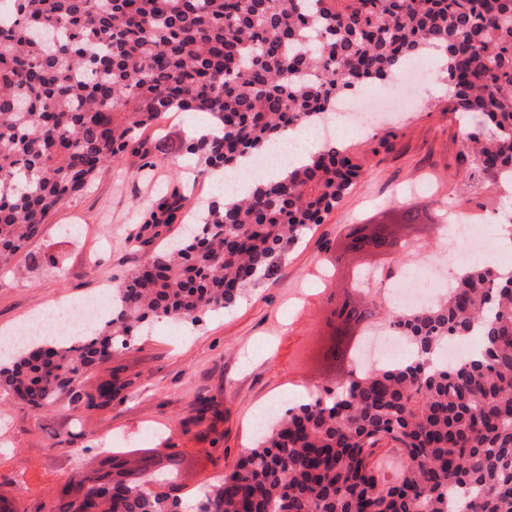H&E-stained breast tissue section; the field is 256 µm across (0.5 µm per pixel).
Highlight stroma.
I'll return each mask as SVG.
<instances>
[{"mask_svg": "<svg viewBox=\"0 0 512 512\" xmlns=\"http://www.w3.org/2000/svg\"><path fill=\"white\" fill-rule=\"evenodd\" d=\"M414 84V98L379 126L387 143L347 132L345 146L363 160L366 174L322 224L288 249L272 280L248 286L234 306L195 324L151 322L148 336L81 377L83 394L122 383L101 405L63 398L33 409L0 396V496L16 512H47L70 475L97 469L109 448L180 453L179 494L185 499L233 466L254 440L261 406L296 400L304 385L323 382L315 349L347 274L340 260L344 238L351 225L379 221L400 206L428 207L425 196L398 197L402 186L432 180L439 195L454 197L457 212L493 235L492 221L512 208V197L491 185H472L463 124L447 82L431 73ZM180 172L169 162L143 168L131 153L103 169L89 190L49 219L11 269L0 270V330L59 302L99 295L159 249L157 239L137 251L121 241ZM203 397L214 400L218 420L200 419Z\"/></svg>", "mask_w": 512, "mask_h": 512, "instance_id": "35a3bbf8", "label": "stroma"}]
</instances>
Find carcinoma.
Returning <instances> with one entry per match:
<instances>
[{"instance_id": "carcinoma-1", "label": "carcinoma", "mask_w": 512, "mask_h": 512, "mask_svg": "<svg viewBox=\"0 0 512 512\" xmlns=\"http://www.w3.org/2000/svg\"><path fill=\"white\" fill-rule=\"evenodd\" d=\"M0 23V267L128 148L153 168L146 129L199 112L216 129L184 144L194 180L316 128L351 90L440 59L467 130L473 174L512 175V0H10ZM364 164L329 140L308 164L188 223L187 196L160 192L134 249L169 232L113 285L111 310L77 342L36 340L0 363V392L41 408L79 401L88 370L127 349L154 318L195 321L270 279L280 257L336 207ZM359 326L407 337L396 364L354 369L313 400L279 408L188 512H512V269L491 259L437 302L380 312L346 306ZM472 336L469 356L438 362ZM392 444L396 475L371 458ZM182 460L107 456L74 472L50 512H180Z\"/></svg>"}]
</instances>
